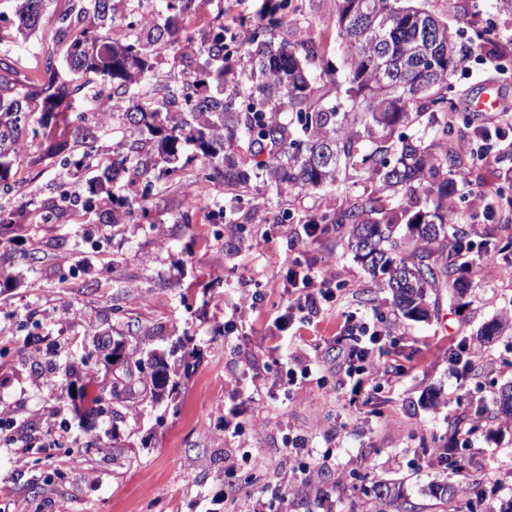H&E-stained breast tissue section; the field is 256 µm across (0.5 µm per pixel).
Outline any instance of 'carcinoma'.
<instances>
[{"mask_svg": "<svg viewBox=\"0 0 512 512\" xmlns=\"http://www.w3.org/2000/svg\"><path fill=\"white\" fill-rule=\"evenodd\" d=\"M51 0H20L11 26H0V45L27 40L35 33ZM54 18V44L46 53L40 82L22 81L0 58V224L20 223L26 208L36 206L42 223L90 200L63 190L57 198L32 199L15 207L17 194L9 175L20 155L25 135H45L49 121L62 117L74 125L71 152L62 168L79 175L99 155L100 130L71 112V103L100 80L116 100L107 104L112 122L122 129V152L98 168L96 187L106 189L125 176L140 178L152 169L169 178L201 162L206 179H220L225 189L240 191L253 178L280 196L293 190L318 189L336 182L341 164L357 163L367 179H377L404 195L434 198L433 213L408 215V234L399 236L398 216L386 211L385 199L359 197L318 224H332L347 235L348 248L372 278L389 289L402 314L417 319L426 313L429 292L446 284L460 289L465 282V252L472 249L457 227L459 215L448 216V197L466 180L459 157L436 151L448 140V110L455 108L456 71L479 44L491 41V31L476 33L468 46L462 36L432 12L410 0H336L333 24L344 44L345 77L331 78L336 68L320 53L307 33L291 42L289 0H279L259 12L256 22L236 49L224 21L215 17L210 33L195 42L186 21L208 0H161L163 26L142 34L131 19L144 0H68ZM432 20L429 30L416 16ZM185 42L178 55V72L155 75L161 42ZM248 58L250 93L225 92L234 56ZM428 117L433 141L424 136L396 134L400 128ZM200 360L196 348L182 352L174 366L151 376L150 398L173 397L182 385L180 367ZM132 373L112 379L110 393L92 399L101 413L108 397L132 392ZM353 488L390 509L415 512L402 495L401 483L372 480L354 471ZM483 476L475 473L469 512L483 504ZM463 488L446 481L430 487L433 498L456 500Z\"/></svg>", "mask_w": 512, "mask_h": 512, "instance_id": "obj_1", "label": "carcinoma"}]
</instances>
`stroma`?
Wrapping results in <instances>:
<instances>
[{
	"label": "stroma",
	"mask_w": 512,
	"mask_h": 512,
	"mask_svg": "<svg viewBox=\"0 0 512 512\" xmlns=\"http://www.w3.org/2000/svg\"><path fill=\"white\" fill-rule=\"evenodd\" d=\"M67 0H52L28 44L14 46L18 71L32 76L53 48V17ZM426 8L466 33L494 26L490 52L468 55L454 82L460 99L494 83L512 101V13L496 0H426ZM335 0H297L289 40L310 30L328 57L343 54L331 19ZM453 112L451 144L470 164L463 188V228L471 239L502 245L493 260L473 265L463 296L431 293L429 314L404 318L335 231L306 237L304 224L379 184L349 169L318 190L277 198L251 180L242 198L207 181L198 165L158 182L148 215H121L90 175L73 178L51 143L72 131L51 124L49 137L28 142L10 174L22 195L49 200L58 183L93 198L91 211L66 212L54 224L37 212L24 230H0V512H236L242 501L263 512H350L349 477L402 479L415 512H435L428 493L449 472L424 454V443L455 445L492 474L488 505L512 498V426H503L493 384L512 382V327L482 339L484 326L512 311V223L497 214L483 223L476 195L512 183V155L471 164L462 143L473 124ZM224 221L210 223L213 203ZM287 208V224L273 214ZM323 271L334 285L321 312L289 309L288 271ZM383 318L391 328L382 377L353 394L339 365L345 315ZM193 337L197 369L175 400L111 402L88 413L113 375L134 368L142 349L168 351ZM122 341L115 364L103 347ZM480 355L481 374L461 373L448 352ZM75 366V394L61 390L60 368ZM481 428L469 442L449 440L448 426ZM238 461L228 468V458ZM81 467H74V459Z\"/></svg>",
	"instance_id": "1"
}]
</instances>
